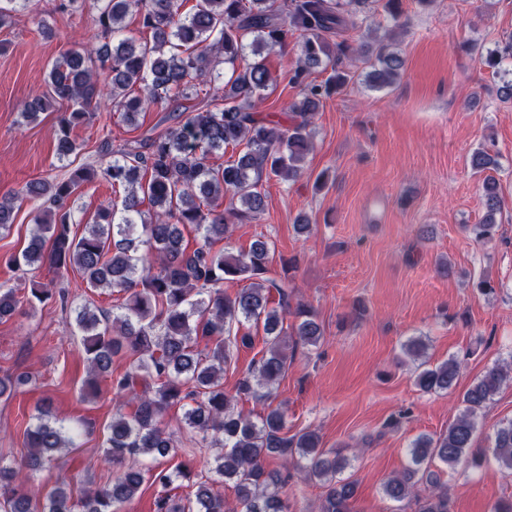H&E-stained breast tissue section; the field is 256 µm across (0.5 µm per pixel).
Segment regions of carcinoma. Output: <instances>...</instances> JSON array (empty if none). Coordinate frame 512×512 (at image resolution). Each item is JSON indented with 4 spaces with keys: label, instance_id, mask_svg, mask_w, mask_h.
I'll return each mask as SVG.
<instances>
[{
    "label": "carcinoma",
    "instance_id": "carcinoma-1",
    "mask_svg": "<svg viewBox=\"0 0 512 512\" xmlns=\"http://www.w3.org/2000/svg\"><path fill=\"white\" fill-rule=\"evenodd\" d=\"M184 0H93L96 43L87 50L69 49L52 65L46 91L24 102L28 121L57 103L71 111L61 113L55 130V153L60 160L77 155L80 144L71 137L74 126L93 116L92 105L101 95L97 75L110 79L109 97L129 121L151 107L172 104L174 124L139 146L112 152L103 170L112 185L123 189L121 210L101 209L77 237L70 224L74 214L68 202L93 176L86 167L68 176L29 182L21 197L0 199V230L12 223L18 199L40 202L36 231L13 264L35 271L48 262L58 269L78 271L88 290L108 289L123 294L122 302L104 310L87 299L74 309L81 333V350L94 378L111 374L114 358L134 356L131 370L112 378L113 400L133 402L135 410L116 411L107 426L100 460L116 468L112 482L89 490L82 512H121L144 483L146 470L128 463L139 457L152 460L177 453L179 441L161 427L166 411L184 408V423L200 436L202 448H220L211 472L234 483L236 502L229 505L208 481L196 490L172 498L168 487L182 470L152 474L165 492L156 500V512H288L282 496L283 480L266 461L282 459L305 480L324 489L319 512H352L357 484L340 474L349 458L322 448L311 430L288 435L284 409L268 403L288 367L291 345L318 347L323 338L317 316L309 305L291 307L288 283L266 277L272 260L269 243L258 239L236 255L216 252L236 220L258 216L266 208L262 178L284 181L301 177L312 148V119L323 99L345 88L356 72L345 60L361 53L372 71L368 78L381 89L400 76L405 61L383 37L368 46L341 38L350 16L381 10L390 28L401 24V0H196L188 13ZM135 12L151 41L124 34L125 17ZM302 32L298 64L292 81L302 86L300 99L288 106V124L255 111L274 83L265 53L288 43ZM340 40L330 43L329 37ZM481 65L500 76L504 58H512V41L486 52L475 48ZM224 66V88L204 93ZM330 71L322 82L308 80L313 70ZM204 94L202 106L187 111L182 99ZM240 149L238 157L220 165L214 156L227 147ZM471 169L482 173L497 166L490 149L471 156ZM485 215L470 231L478 240L496 234L497 216L504 209L499 183L483 179ZM231 194L224 204V194ZM155 210L148 217L144 201ZM194 226L200 244H183L180 226ZM247 282L233 293L228 282ZM276 291L277 306L270 294ZM51 290L32 283L29 297L0 288V318L13 315L21 303L36 307ZM263 325L265 350L255 372L238 381L235 393L224 392V367L233 350L253 346L251 327ZM204 348H199L200 342ZM461 364L455 357L434 367L422 362L414 384L424 393H446L456 385ZM512 382V367L495 365L461 395V408L448 430L434 438L421 434L406 449L402 470L383 484L384 495L400 502L416 499V512H451L448 490L439 485L435 463L456 472L482 460L473 447L478 418L493 396ZM265 400L263 415L252 418L236 410L241 400ZM30 448L26 461L6 464L0 457V512H73L68 482L62 476L40 498L28 492V481L55 461L61 448L74 447L71 431L53 414L51 404L38 406L26 430ZM492 456L512 472V420L494 431Z\"/></svg>",
    "mask_w": 512,
    "mask_h": 512
}]
</instances>
